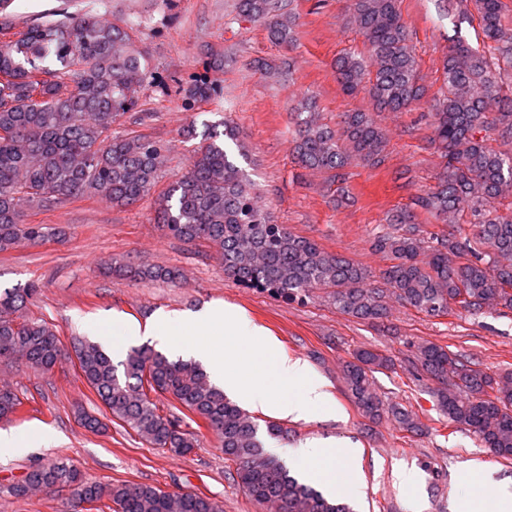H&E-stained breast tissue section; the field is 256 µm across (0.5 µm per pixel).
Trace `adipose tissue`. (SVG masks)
I'll return each instance as SVG.
<instances>
[{"label":"adipose tissue","mask_w":512,"mask_h":512,"mask_svg":"<svg viewBox=\"0 0 512 512\" xmlns=\"http://www.w3.org/2000/svg\"><path fill=\"white\" fill-rule=\"evenodd\" d=\"M209 328H221L226 334L248 341L260 340L261 354L267 363L266 377L246 383L230 370L233 362L245 369L253 367L254 357L248 350H237L230 360L194 342L196 332ZM174 329L183 337L182 348L205 365L211 379L225 391L235 394L250 410L295 421L335 415L336 407L325 384L312 374L308 364L298 358L281 356L276 340L264 327L251 322L239 307L213 302L196 310L167 312L159 316L157 324L145 327L143 335L164 345L171 343L170 332ZM356 457V449L328 438L304 446L299 466L307 477L315 479L327 495L332 496L336 493V473L324 469L323 461L331 460L337 467H348ZM463 476L488 489L478 512H512V479L496 481L482 468L471 466L464 470Z\"/></svg>","instance_id":"ef3b65f1"}]
</instances>
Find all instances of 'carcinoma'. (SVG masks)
Listing matches in <instances>:
<instances>
[{
    "label": "carcinoma",
    "instance_id": "1",
    "mask_svg": "<svg viewBox=\"0 0 512 512\" xmlns=\"http://www.w3.org/2000/svg\"><path fill=\"white\" fill-rule=\"evenodd\" d=\"M489 51L459 40L448 47L442 67L446 90L431 113L433 142L442 159L434 190L414 206L443 221L468 212L478 218L471 235L436 234L422 254L419 225L409 209L393 212L392 231L376 241L390 265L372 283L367 269L271 224L256 206L244 171L226 141L235 129L224 125V141L196 152L188 170L156 198L158 223L187 244H205L224 261V272L248 288L281 298L324 291L341 313L362 320L387 316L385 291L430 316L458 306L512 310V213L490 210L503 187L512 183V111L499 97L500 73L493 58L512 63V36L501 25L500 0H473ZM243 16L263 23L279 45L293 40L295 21L279 0H239ZM349 10L365 37L375 70L365 72L355 55L336 59V78L347 92L365 91L384 110L401 112L421 96L417 62L408 44L397 0H350ZM13 22L0 17V252L35 245L50 236L43 224L24 223L25 211L100 195L115 205H131L155 188L166 162L164 146L140 136H114L112 126L139 102L150 72L135 49L133 27L91 15L28 28L13 39ZM48 58L59 67L43 65ZM313 101L299 108L300 129L292 153L306 167L340 171L350 161L383 162L386 137L368 112H347L334 130L317 119ZM126 278L177 285L176 267L127 265ZM32 289L0 292V362L23 358L44 371L63 356L56 332L44 320H21ZM72 352L80 377L101 404V415L82 413L90 432L117 420L152 448L184 455L196 434L182 428L190 414L220 439L224 462L238 484L270 512H353L349 504L326 497L290 475L265 449L256 420L227 398L197 362L172 360L149 346L132 347L114 363L97 342L76 338ZM415 360L437 384L435 395L448 424L474 433L497 457L512 459V373L494 379L446 348L417 346ZM393 359L361 349L343 365L346 388L366 416L377 419L387 407L371 387V373ZM170 396L177 411L160 413L156 398ZM22 405L12 390L0 388V418ZM59 485L93 512H221L213 499L174 494L144 484L104 486L83 480L65 463L30 469L8 488L14 496Z\"/></svg>",
    "mask_w": 512,
    "mask_h": 512
}]
</instances>
